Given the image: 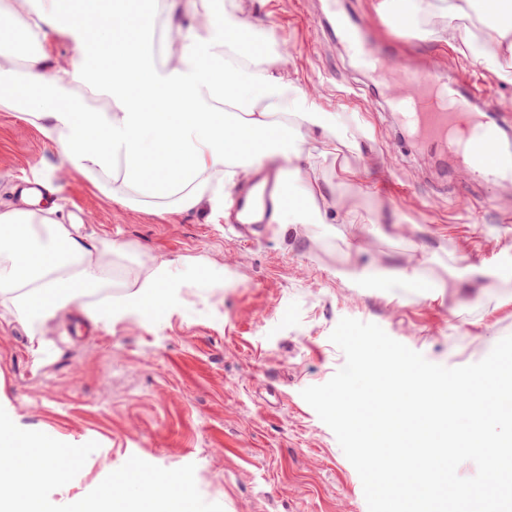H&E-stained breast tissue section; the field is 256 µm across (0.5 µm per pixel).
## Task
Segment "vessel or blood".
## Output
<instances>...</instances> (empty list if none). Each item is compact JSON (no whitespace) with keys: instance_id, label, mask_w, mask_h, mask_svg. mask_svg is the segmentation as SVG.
Returning a JSON list of instances; mask_svg holds the SVG:
<instances>
[{"instance_id":"obj_1","label":"vessel or blood","mask_w":512,"mask_h":512,"mask_svg":"<svg viewBox=\"0 0 512 512\" xmlns=\"http://www.w3.org/2000/svg\"><path fill=\"white\" fill-rule=\"evenodd\" d=\"M338 32L365 68L382 69L376 49L362 34L361 24L341 20ZM399 70L403 93L397 105L406 126L447 151L473 178H512L511 150L487 156L476 149L478 143L497 138L511 111L498 99L478 91L472 74L461 73L444 81L430 70H415L404 64ZM273 188V183H266L254 201L247 194L238 195L236 212L250 225L267 224L276 205Z\"/></svg>"}]
</instances>
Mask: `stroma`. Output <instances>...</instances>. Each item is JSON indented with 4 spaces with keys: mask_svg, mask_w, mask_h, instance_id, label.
<instances>
[{
    "mask_svg": "<svg viewBox=\"0 0 512 512\" xmlns=\"http://www.w3.org/2000/svg\"><path fill=\"white\" fill-rule=\"evenodd\" d=\"M237 17L272 26L284 68L340 115L347 144L321 168L336 185V221L271 224L240 242L220 213H151L108 199L72 171L19 113L0 111V208L25 182L51 188L62 223L126 245L143 260H203L224 285L184 289L160 323L130 313L90 325L82 303L47 320L41 361L28 331L0 304V407L25 430L97 442L77 476L52 492L76 502L129 454L174 469L195 466L201 496L224 512H368L358 473L333 431L302 398L345 363L330 335L348 317L449 368L486 357L512 335V180L471 182L437 170L405 139L394 100L401 85L373 79L322 26L324 0H225ZM379 0H336L386 61L448 78L467 68L498 100L493 78L439 36L394 42ZM361 212L365 223H351ZM421 271L431 295L401 287Z\"/></svg>",
    "mask_w": 512,
    "mask_h": 512,
    "instance_id": "35a3bbf8",
    "label": "stroma"
}]
</instances>
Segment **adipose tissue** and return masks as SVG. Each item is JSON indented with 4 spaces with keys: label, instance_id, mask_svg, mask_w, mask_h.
<instances>
[{
    "label": "adipose tissue",
    "instance_id": "ef3b65f1",
    "mask_svg": "<svg viewBox=\"0 0 512 512\" xmlns=\"http://www.w3.org/2000/svg\"><path fill=\"white\" fill-rule=\"evenodd\" d=\"M405 25L444 20L446 43L512 83V0H395ZM164 14L175 46L155 56L149 24ZM482 14L486 35L465 21ZM223 27L207 36L198 26ZM93 67H53L57 40ZM273 28L224 12V0H6L0 5V111L17 112L104 196L134 210L220 212L243 172L280 161L287 205L275 224H327L334 192L318 178L339 123L282 67ZM56 205L0 210V302L28 325L75 302L92 323L166 310L184 281L206 287L203 262H145L111 239L82 236ZM119 285L108 301L87 295Z\"/></svg>",
    "mask_w": 512,
    "mask_h": 512
}]
</instances>
